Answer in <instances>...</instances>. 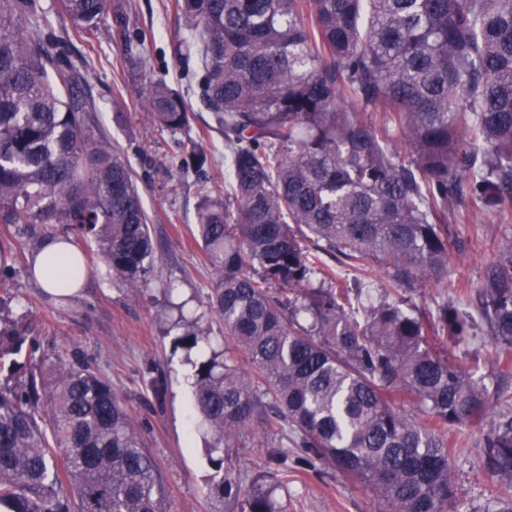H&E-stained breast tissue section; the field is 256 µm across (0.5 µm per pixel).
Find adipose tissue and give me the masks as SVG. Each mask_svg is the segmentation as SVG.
<instances>
[{"instance_id":"ef3b65f1","label":"adipose tissue","mask_w":512,"mask_h":512,"mask_svg":"<svg viewBox=\"0 0 512 512\" xmlns=\"http://www.w3.org/2000/svg\"><path fill=\"white\" fill-rule=\"evenodd\" d=\"M80 257L81 251L71 238L56 236L31 257L38 285L56 296L78 294L79 285H67L64 276Z\"/></svg>"}]
</instances>
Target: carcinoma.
Listing matches in <instances>:
<instances>
[{
  "label": "carcinoma",
  "mask_w": 512,
  "mask_h": 512,
  "mask_svg": "<svg viewBox=\"0 0 512 512\" xmlns=\"http://www.w3.org/2000/svg\"><path fill=\"white\" fill-rule=\"evenodd\" d=\"M174 54L201 63L198 104L224 135V197L199 181L198 244L216 273L204 301L248 358L243 372L166 289L174 343L200 352L193 408L210 489L228 512H287L277 483H248L224 449L267 428L370 491L382 512H458L453 427L482 430L478 467L512 512V248L480 287L451 278L448 216L512 204V0H174ZM112 0H59L92 35ZM39 0H0V224L20 253L60 227L129 288L156 281L134 172L87 122L85 77ZM142 111L176 134L192 104L149 81ZM192 151L180 171L201 169ZM336 253L340 266L321 267ZM385 270L380 298L342 267ZM427 286L463 296L422 315ZM483 323L489 395L463 359ZM455 348L460 354L452 353ZM37 340L0 327V512H164L156 464L112 385L32 368ZM407 392L423 414L407 415Z\"/></svg>",
  "instance_id": "1"
}]
</instances>
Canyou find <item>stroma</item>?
<instances>
[{
	"instance_id": "1",
	"label": "stroma",
	"mask_w": 512,
	"mask_h": 512,
	"mask_svg": "<svg viewBox=\"0 0 512 512\" xmlns=\"http://www.w3.org/2000/svg\"><path fill=\"white\" fill-rule=\"evenodd\" d=\"M130 30L143 32V44L126 47L107 17L93 37L62 32V49L70 58L90 62L88 83L96 110L95 129L105 133L130 161L143 205L150 217L153 254L159 276L150 288L132 291L105 269L89 271L81 295L60 301L40 288L16 241L0 229V255L10 260L9 288L14 297L11 320L28 325L40 342L37 361L62 354L67 366L87 367L110 382L124 400L146 447L155 458L170 512H224L223 498L209 494L212 474L205 441L191 412V366L186 350L175 346V334L164 311L166 287L189 299L188 313L201 317L213 335L222 325L201 301L215 274L193 234L199 205L196 176L167 167L169 157L183 155L194 143L210 152V182L224 185V138L209 132L210 113L195 109L190 131L171 133L149 123L138 111L143 87L165 76L173 87L196 93L200 63L177 60L172 44L184 22L170 0H119ZM462 249L450 253V269L479 284L484 268L495 260L490 246L512 244V220L466 208L453 223ZM463 445L455 459L459 512H486L492 480L477 465L481 433L461 430ZM288 446V484L277 497L288 512H378V500L365 487L339 475L323 462L306 464L305 449L285 441L284 433L255 426L232 450L233 460L249 478L271 484L278 475L268 460L279 444Z\"/></svg>"
}]
</instances>
